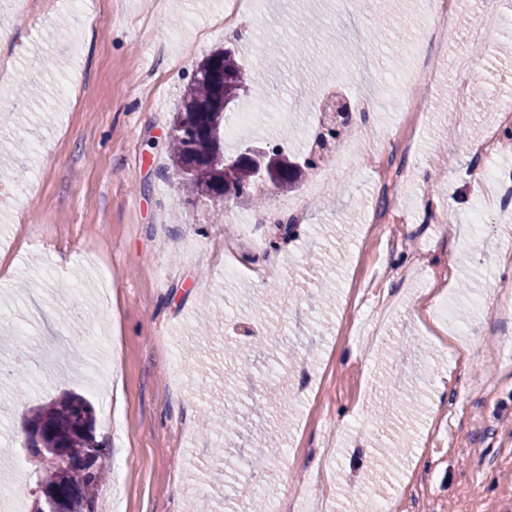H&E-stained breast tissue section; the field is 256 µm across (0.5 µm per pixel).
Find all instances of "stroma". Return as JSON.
Wrapping results in <instances>:
<instances>
[{
  "instance_id": "stroma-1",
  "label": "stroma",
  "mask_w": 512,
  "mask_h": 512,
  "mask_svg": "<svg viewBox=\"0 0 512 512\" xmlns=\"http://www.w3.org/2000/svg\"><path fill=\"white\" fill-rule=\"evenodd\" d=\"M503 10L454 0L437 39L425 0H244L228 25L215 0H0V143L40 135L0 153V484L34 487L16 406L73 392L108 445L100 512H235L257 480L290 512L324 494L333 512H370L374 497L393 512H512V317L497 314L512 207L484 198L469 150L512 94ZM476 16L492 41L473 39ZM229 46L254 77L237 109L260 120L225 153L306 152L324 103L351 105L320 168L326 192L288 235L275 202L291 194L266 190L260 209L191 201L170 165L182 92ZM460 56L474 62L464 75ZM464 80L483 94L449 112ZM248 335L247 362H226ZM398 367L406 396L391 404L382 380ZM227 407L239 424L217 457L203 415ZM271 429L263 471L250 461Z\"/></svg>"
}]
</instances>
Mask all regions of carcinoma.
<instances>
[{"label": "carcinoma", "instance_id": "obj_1", "mask_svg": "<svg viewBox=\"0 0 512 512\" xmlns=\"http://www.w3.org/2000/svg\"><path fill=\"white\" fill-rule=\"evenodd\" d=\"M229 72L233 81L244 85V73L234 51H219L201 62L182 94V108L174 124L170 161L179 177L181 193L190 198L220 197L234 189L237 197L251 199L255 180L254 166L239 158V153L224 155V80ZM321 158L306 156L303 164L288 161V167L271 176L274 187L292 189L302 169L318 166ZM95 408L80 394L67 393L32 409L24 420L28 426L26 448L44 457L35 472L33 497L43 487H56L73 502V512H97L99 493L107 480V446L97 438Z\"/></svg>", "mask_w": 512, "mask_h": 512}]
</instances>
